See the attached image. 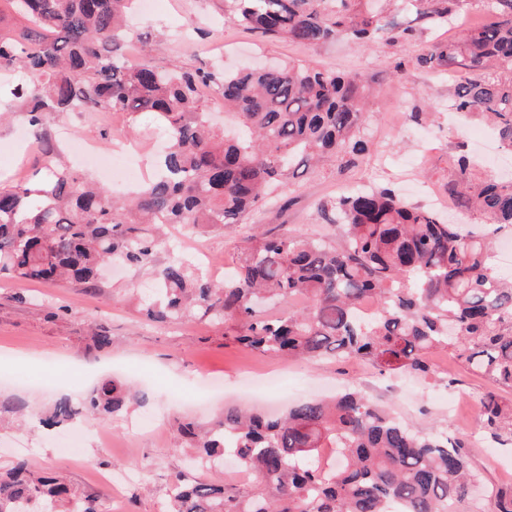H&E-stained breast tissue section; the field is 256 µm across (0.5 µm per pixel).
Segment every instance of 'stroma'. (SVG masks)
<instances>
[{"instance_id": "stroma-1", "label": "stroma", "mask_w": 512, "mask_h": 512, "mask_svg": "<svg viewBox=\"0 0 512 512\" xmlns=\"http://www.w3.org/2000/svg\"><path fill=\"white\" fill-rule=\"evenodd\" d=\"M229 15L228 0H161L154 13L132 20L130 40L137 55L159 67L180 62L229 72L249 62L307 63L357 73L374 101L361 128L368 153L358 166L345 168L333 158L320 162L303 179L286 180L277 188L276 200L260 203L247 223L269 235L321 233L339 241L337 226L323 223L317 205L352 183L404 192L408 183L421 182L438 209L447 210L445 187L454 176L453 158L474 147L466 142L465 121L449 106L446 71L421 67L417 57L452 37L453 29L421 25L411 40L393 42L383 34L367 47L344 38L301 45L248 31ZM67 125L75 128L69 140L61 136ZM162 134L149 112L131 118L120 112H66L51 127V137L61 149L59 160L74 173L86 171L75 158L81 143L105 154L121 141L135 152L145 180L155 172ZM38 152L23 116L0 112V183L10 184L18 168H34ZM240 237L237 224L193 236L171 228L157 260L162 263L174 255L188 260L204 249L211 263L199 265V272L212 266L228 274L241 256ZM154 285L148 267L109 266L101 288L95 290L31 283L0 273V349L12 353L0 361V465L24 459L37 470H60L71 487L85 495L100 492L97 469L138 466L141 480L125 489L114 512H164L169 478L183 469L187 453L177 430L183 418L210 426L230 406L281 411L354 386L411 428L467 439L478 482L464 512H489L492 490L512 484V446L497 445L481 429L468 427L477 420L478 408L464 400L486 382L448 351L430 354L432 372L425 377L382 376L353 360L252 353L226 340L220 326L197 320L146 321L129 291ZM97 325L108 332L110 347L95 346L92 329ZM62 375L72 378L64 388L55 384ZM448 376L456 380L450 388L444 382ZM105 378L131 387L137 402L114 416L83 417L88 438L81 453L64 455L58 443L65 428L45 430L38 417L59 399L82 402ZM145 418L157 420L160 430L138 434L136 425Z\"/></svg>"}]
</instances>
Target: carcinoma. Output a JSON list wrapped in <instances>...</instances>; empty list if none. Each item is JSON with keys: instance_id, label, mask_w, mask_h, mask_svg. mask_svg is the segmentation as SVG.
<instances>
[{"instance_id": "carcinoma-1", "label": "carcinoma", "mask_w": 512, "mask_h": 512, "mask_svg": "<svg viewBox=\"0 0 512 512\" xmlns=\"http://www.w3.org/2000/svg\"><path fill=\"white\" fill-rule=\"evenodd\" d=\"M0 72L20 73L8 95L43 139L40 169L0 187V272L35 283L71 280L99 287L112 261L155 267L156 288L139 297L155 322L197 317L224 325V337L251 352L301 359L355 358L381 375L429 372L427 354L452 350L490 386L479 398L489 437L512 444V278L493 271L486 238L466 224L409 206L390 188L354 191L319 205L341 241L306 234L243 237L235 273L222 282L194 274L178 258L156 264L162 241L149 224L203 233L238 224L271 187L334 155L354 167L367 148L358 138L372 101L356 73L294 63L226 74L172 63L166 68L115 53L134 0H0ZM234 22L273 37L318 44L349 36L361 44L413 28L375 0H231ZM414 21H454L459 0H396ZM488 19L431 46L423 66L443 67L451 106L488 121L512 152V0H479ZM212 86L240 130L228 138L207 119L201 87ZM110 110L157 115L168 138L160 170L132 201L64 168L47 128L61 112ZM448 193L512 227V177L474 178L456 160ZM290 303L277 315L269 305ZM373 317L360 315L363 303ZM129 393L104 380L81 404L57 401L39 424L68 425L83 413L114 414ZM192 461L216 464L233 449L252 483L227 485L170 477L168 512H461L471 474L466 445L444 432L422 434L351 389L331 402L311 400L280 418L237 409L207 430L179 425ZM338 448L329 471L303 462ZM0 512H102L97 496L70 492L56 472L37 474L18 461L0 472ZM492 512H512V485L498 488Z\"/></svg>"}]
</instances>
